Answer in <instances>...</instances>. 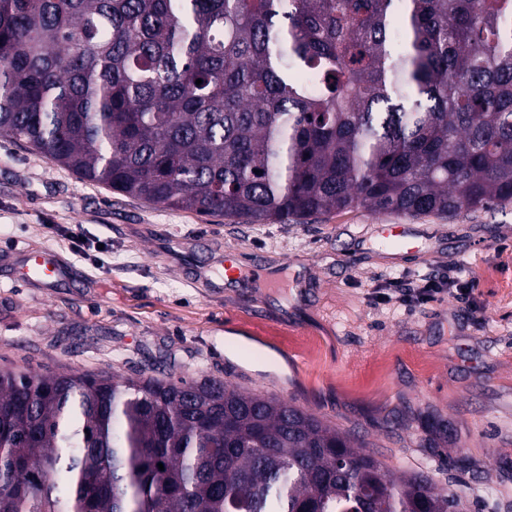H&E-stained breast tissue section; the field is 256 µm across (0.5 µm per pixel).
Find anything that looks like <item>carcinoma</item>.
<instances>
[{
	"label": "carcinoma",
	"instance_id": "cac0c4a2",
	"mask_svg": "<svg viewBox=\"0 0 512 512\" xmlns=\"http://www.w3.org/2000/svg\"><path fill=\"white\" fill-rule=\"evenodd\" d=\"M0 135L251 224L503 208L512 0H0ZM0 481V512H462L288 401L104 371H0Z\"/></svg>",
	"mask_w": 512,
	"mask_h": 512
}]
</instances>
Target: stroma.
Here are the masks:
<instances>
[{"mask_svg":"<svg viewBox=\"0 0 512 512\" xmlns=\"http://www.w3.org/2000/svg\"><path fill=\"white\" fill-rule=\"evenodd\" d=\"M382 224L406 225L415 255ZM28 247L56 251L66 278L19 282ZM228 259L285 284L199 282ZM447 273L469 294L374 297ZM0 369L220 379L294 401L468 512H512V204L253 225L117 194L0 136Z\"/></svg>","mask_w":512,"mask_h":512,"instance_id":"obj_1","label":"stroma"}]
</instances>
